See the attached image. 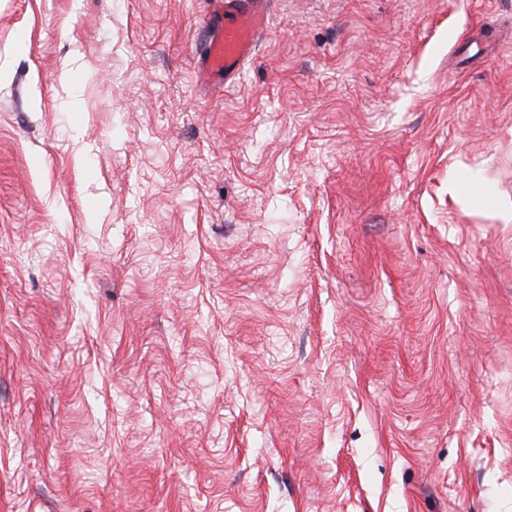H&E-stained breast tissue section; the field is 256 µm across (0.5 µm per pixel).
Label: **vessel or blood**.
Wrapping results in <instances>:
<instances>
[{"label":"vessel or blood","instance_id":"vessel-or-blood-1","mask_svg":"<svg viewBox=\"0 0 512 512\" xmlns=\"http://www.w3.org/2000/svg\"><path fill=\"white\" fill-rule=\"evenodd\" d=\"M267 0H219L217 21L210 26L201 53V81L223 76L235 84L268 24Z\"/></svg>","mask_w":512,"mask_h":512}]
</instances>
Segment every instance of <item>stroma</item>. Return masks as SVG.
<instances>
[{
  "label": "stroma",
  "instance_id": "stroma-1",
  "mask_svg": "<svg viewBox=\"0 0 512 512\" xmlns=\"http://www.w3.org/2000/svg\"><path fill=\"white\" fill-rule=\"evenodd\" d=\"M0 0V512H512V0ZM216 3L218 20L209 27L198 76L207 83L213 75L223 74L224 85H233L266 31L267 0H217Z\"/></svg>",
  "mask_w": 512,
  "mask_h": 512
}]
</instances>
